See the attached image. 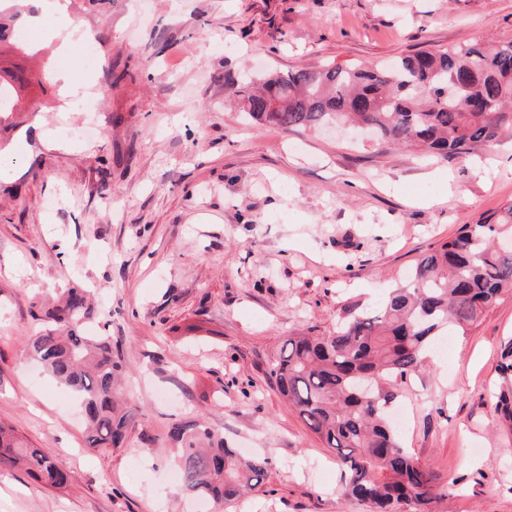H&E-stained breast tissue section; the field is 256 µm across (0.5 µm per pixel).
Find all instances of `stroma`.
<instances>
[{
    "label": "stroma",
    "instance_id": "35a3bbf8",
    "mask_svg": "<svg viewBox=\"0 0 512 512\" xmlns=\"http://www.w3.org/2000/svg\"><path fill=\"white\" fill-rule=\"evenodd\" d=\"M99 65L70 70L56 43L0 42L21 77L0 114V421L60 454L57 491L0 468V512H228L172 481L166 432L188 417L268 459L266 492L229 512H365L331 452L266 382L289 334L332 330L375 306L419 257L512 200V134L456 158L349 133L285 131L241 112L227 76L379 63L512 39V0H68ZM95 86L86 113L65 85ZM89 289L112 339L126 447L85 446L70 392L25 352L36 315ZM512 292L397 401L403 442L450 483L440 512H512V437L491 397Z\"/></svg>",
    "mask_w": 512,
    "mask_h": 512
}]
</instances>
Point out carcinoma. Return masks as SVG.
<instances>
[{
	"label": "carcinoma",
	"instance_id": "carcinoma-1",
	"mask_svg": "<svg viewBox=\"0 0 512 512\" xmlns=\"http://www.w3.org/2000/svg\"><path fill=\"white\" fill-rule=\"evenodd\" d=\"M261 86H254V80ZM236 84L242 111L284 130L365 122L391 144L441 157L466 155L512 129V41L419 52L388 65H324L267 73ZM0 76V112L15 106ZM512 202L493 221L464 224L457 236L416 262L404 285L379 305L353 311L327 334L289 336L266 372L268 384L334 454L343 494L369 512H436L450 484L403 446L389 418L398 386L422 369L438 338L475 326L502 291L512 289ZM93 309L70 288L40 311L27 350L82 408L89 448H120L138 414L117 400L123 366L108 336H88ZM496 396L501 427L512 432V338L502 348ZM169 440L182 492L229 504L261 491L267 462L247 457L197 419L172 423ZM0 466L61 489L70 473L48 448L24 445L0 424Z\"/></svg>",
	"mask_w": 512,
	"mask_h": 512
}]
</instances>
